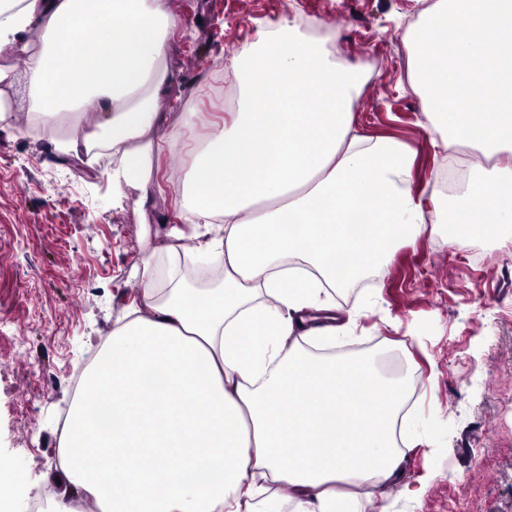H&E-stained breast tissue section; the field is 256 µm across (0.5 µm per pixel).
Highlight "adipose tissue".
I'll return each mask as SVG.
<instances>
[{
	"label": "adipose tissue",
	"instance_id": "1",
	"mask_svg": "<svg viewBox=\"0 0 512 512\" xmlns=\"http://www.w3.org/2000/svg\"><path fill=\"white\" fill-rule=\"evenodd\" d=\"M183 26L165 0H0V52L30 51L29 113L47 128L81 125L89 103L102 114L58 155L113 156V184L143 192ZM84 30L93 44L72 51ZM410 39L433 147L479 156L461 193L415 192L409 146L354 132L367 74L297 18L265 31L226 64L232 119L175 187L189 226L169 235L192 234L221 280L198 288L177 260H143L138 295L74 391L58 440L70 489L48 512H359L353 488L397 476L408 382L308 344L357 327L336 295L386 276L398 245L447 223L458 250L512 244V0H436ZM268 478L293 487L288 501Z\"/></svg>",
	"mask_w": 512,
	"mask_h": 512
}]
</instances>
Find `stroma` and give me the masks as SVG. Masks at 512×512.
Returning <instances> with one entry per match:
<instances>
[{
	"instance_id": "obj_1",
	"label": "stroma",
	"mask_w": 512,
	"mask_h": 512,
	"mask_svg": "<svg viewBox=\"0 0 512 512\" xmlns=\"http://www.w3.org/2000/svg\"><path fill=\"white\" fill-rule=\"evenodd\" d=\"M183 29L170 37L162 112L186 105L180 138L170 125L150 135L164 145L147 201L118 196L108 166L86 174L54 157L69 124L34 136L16 99L0 123V480L7 512L58 477L59 419L72 380L90 363L126 300L138 291L146 253L167 261L191 250L167 229L182 221L173 179L183 177L215 126L228 116L217 88L229 58L281 18L323 21L339 57L372 77L355 104V126L416 153L418 191L447 161L433 148L425 102L409 79L404 37L421 0H166ZM481 258L449 246L447 234L398 247L383 280L339 296L363 308L336 352L401 353L418 395L403 435L400 478L363 498V512H512V245L484 244Z\"/></svg>"
}]
</instances>
